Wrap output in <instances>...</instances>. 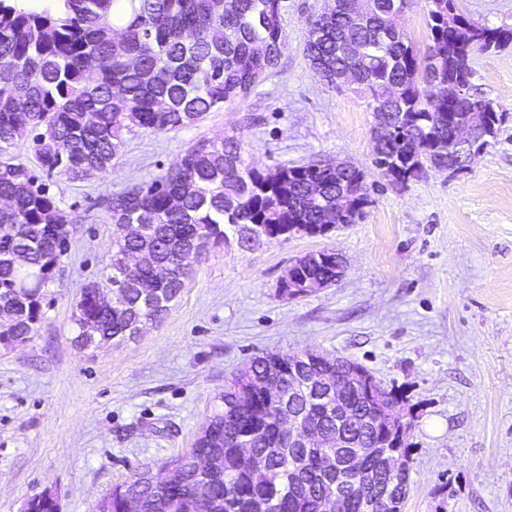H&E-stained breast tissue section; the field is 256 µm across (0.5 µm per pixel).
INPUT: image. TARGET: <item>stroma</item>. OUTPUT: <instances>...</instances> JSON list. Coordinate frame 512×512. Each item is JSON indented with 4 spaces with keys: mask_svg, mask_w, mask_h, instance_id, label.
<instances>
[{
    "mask_svg": "<svg viewBox=\"0 0 512 512\" xmlns=\"http://www.w3.org/2000/svg\"><path fill=\"white\" fill-rule=\"evenodd\" d=\"M455 4L478 24L512 28V0ZM331 5L286 0L278 64L247 98L175 132L127 134L106 176L50 177L69 251L35 335L0 348V512H23L47 489L61 512H94L113 486L191 448L233 372L308 348L362 364L401 397L402 512H512V45L472 59L473 84L507 114L496 142L466 172L395 186L373 163L367 92L328 84L307 58V21ZM230 136L260 169L364 168V219L251 250L229 235L194 264L160 322L118 345L77 347L74 305L108 273L118 233L104 197L150 183L199 141ZM325 248L344 255V276L281 296L288 266Z\"/></svg>",
    "mask_w": 512,
    "mask_h": 512,
    "instance_id": "1",
    "label": "stroma"
}]
</instances>
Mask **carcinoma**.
Listing matches in <instances>:
<instances>
[{
  "label": "carcinoma",
  "instance_id": "carcinoma-1",
  "mask_svg": "<svg viewBox=\"0 0 512 512\" xmlns=\"http://www.w3.org/2000/svg\"><path fill=\"white\" fill-rule=\"evenodd\" d=\"M53 0L52 7L32 11L21 0H0V306L11 311L0 326V345L29 341L42 319L45 289L54 282L65 255L70 221L50 186L21 164L11 150L30 144L40 171L81 180L112 170L125 136L136 129L174 132L205 113L248 96L260 78L278 64L285 40V0ZM351 0H335L333 14L310 21L323 35L306 38L311 63L336 78L371 91L373 112L385 126L404 114V141L423 147L433 162L460 159L453 150L458 128L470 108L483 99L471 84L472 68L460 61L488 42L497 31L481 25L457 27L454 0H426L431 43L421 57L411 40L391 28V0H367L354 18ZM370 46L368 58L356 59L346 46ZM441 78L469 84L462 98L432 101L421 95L419 79ZM320 194L311 195L313 182ZM350 194L336 209V195ZM366 184L361 173L342 163L316 171L312 164L257 169L246 162L235 137L204 140L191 146L164 175L143 186L133 184L106 199L112 222L122 231L112 254L115 307L98 306L99 280L85 284L75 304L74 342L101 348L134 338L145 320L160 321L185 287L189 269L177 265L182 248L204 249L226 242L224 225L237 228V242L248 249L258 236L279 238L323 232L326 215L356 224L365 210ZM27 225L16 237L12 225ZM140 263V279L121 278L127 255ZM320 259L305 268L313 278L335 276L336 250L318 251ZM92 321L95 330L84 324ZM254 358L251 370L239 371L224 387L211 414L216 423L207 452L217 470L208 473L189 462L183 480L164 486L161 471L141 473L112 488L100 512H198L206 502L213 512H250L257 497L273 500L272 512H324L322 497L338 479L360 480L367 495L382 494L386 457L401 462V496L409 479V444L388 431L376 433L365 388L349 379L364 366L343 358L338 366L308 352L276 353ZM294 363L301 381L294 404L273 409L260 391L267 377L288 383L286 365ZM342 382L327 396L325 379ZM350 420L361 459L349 462L350 449L336 447V405ZM315 424L318 448H292L277 428L283 413ZM249 440L250 455L239 454ZM27 512H59L55 494L45 491L28 501Z\"/></svg>",
  "mask_w": 512,
  "mask_h": 512
}]
</instances>
